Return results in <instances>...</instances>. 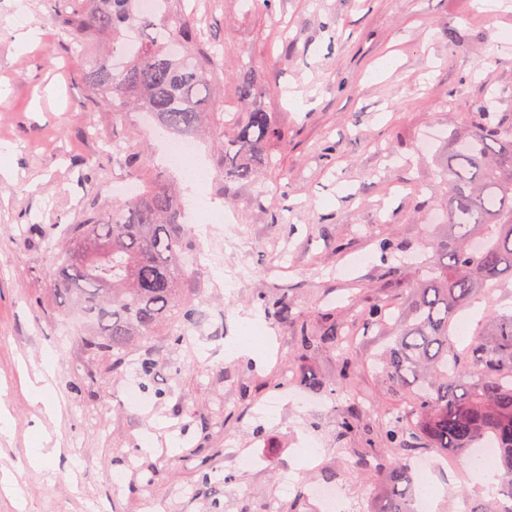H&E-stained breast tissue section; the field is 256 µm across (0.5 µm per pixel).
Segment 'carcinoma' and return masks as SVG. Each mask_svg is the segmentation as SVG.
Here are the masks:
<instances>
[{"label":"carcinoma","mask_w":512,"mask_h":512,"mask_svg":"<svg viewBox=\"0 0 512 512\" xmlns=\"http://www.w3.org/2000/svg\"><path fill=\"white\" fill-rule=\"evenodd\" d=\"M140 2L90 0L83 9L76 0H59L80 42L139 31L124 45L121 62L93 65L81 80L97 106H138L168 132L196 134L207 117V69L215 59L197 52L194 26L157 22ZM238 82L243 113L224 134V174L248 180L270 162L264 150L281 134L271 113L250 107L267 89L247 71ZM453 138L444 167L448 234L438 257L424 265V279L411 287L375 364L409 402L387 427L388 447L401 454L383 463L387 493L375 512H415L414 445L449 449L471 464L483 438L496 444L499 485L494 500L467 512H512V312L492 309L489 327H476L470 345L459 350L452 342L461 314L477 299L493 300L512 280V126L487 121L479 106L476 120ZM184 218L181 191L159 172L142 190L62 229L54 294L80 316L86 349L111 354L117 371L134 355L149 370V343L164 328L174 341L188 338L194 309L183 288L190 275L182 261Z\"/></svg>","instance_id":"carcinoma-1"}]
</instances>
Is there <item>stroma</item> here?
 <instances>
[{
    "label": "stroma",
    "instance_id": "stroma-1",
    "mask_svg": "<svg viewBox=\"0 0 512 512\" xmlns=\"http://www.w3.org/2000/svg\"><path fill=\"white\" fill-rule=\"evenodd\" d=\"M164 14L172 23L193 15L201 47L221 53L208 73L210 122L196 138L201 192L232 222L218 265L207 260L199 226H188L192 338L177 345L160 333L152 369L131 364L119 375L111 356L84 350L76 320L63 316L51 290L53 244L86 210L104 209L114 184L143 186L164 164L163 139L147 113L91 108L80 75L111 57V38L89 48L73 42L57 0H0V136L17 172L0 179V411L8 417L0 470L23 491L0 490V512H207L214 498L226 512H313L306 491L315 482L341 488L355 512H375L385 482L358 469L356 456L386 447V422L406 402L372 368L390 325L359 315L374 305L397 314L435 254L445 227L426 217L448 205L440 170L450 132L483 100L494 121L512 123V42L501 40L512 9L487 12L476 0H273L269 8L167 0ZM24 24L43 36L20 52ZM247 69L267 87L256 103L283 137L267 147L273 167L238 181L224 175L221 132L240 110L237 81ZM131 144L141 151L134 175L123 152ZM386 239L417 263L384 256ZM281 297L286 321L273 315ZM331 325L350 334L348 349L325 344L300 358L301 328L317 335ZM253 327L267 336L256 345L263 362L225 358V344ZM46 361L51 390L40 401L29 382ZM290 363L299 375L287 383ZM131 383L143 406L123 403ZM287 384L309 407L257 417ZM347 412L356 427L342 437ZM47 434L73 470L52 459L32 464ZM304 435L317 442V461L300 452ZM229 443L261 467L233 466L222 453ZM206 471L213 482L199 486ZM286 471L299 489L288 500L280 496ZM429 479L437 512L488 498L478 482H452L444 471Z\"/></svg>",
    "mask_w": 512,
    "mask_h": 512
}]
</instances>
